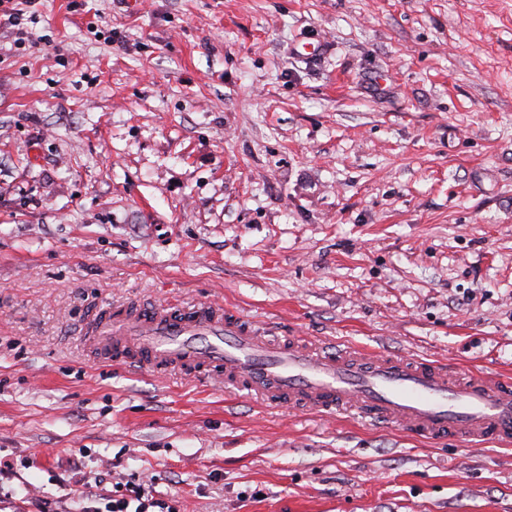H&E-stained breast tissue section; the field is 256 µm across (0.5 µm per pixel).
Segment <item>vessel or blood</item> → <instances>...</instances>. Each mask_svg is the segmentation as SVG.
Listing matches in <instances>:
<instances>
[{
    "label": "vessel or blood",
    "mask_w": 512,
    "mask_h": 512,
    "mask_svg": "<svg viewBox=\"0 0 512 512\" xmlns=\"http://www.w3.org/2000/svg\"><path fill=\"white\" fill-rule=\"evenodd\" d=\"M95 359L164 374L215 377L271 406L350 411L428 439L512 446V381L419 360L279 340L265 321L209 301L179 312L128 307L86 326Z\"/></svg>",
    "instance_id": "1"
}]
</instances>
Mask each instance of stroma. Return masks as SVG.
Here are the masks:
<instances>
[{
    "label": "stroma",
    "mask_w": 512,
    "mask_h": 512,
    "mask_svg": "<svg viewBox=\"0 0 512 512\" xmlns=\"http://www.w3.org/2000/svg\"><path fill=\"white\" fill-rule=\"evenodd\" d=\"M209 300L512 377V0H32L0 27V512L149 479L171 512H512V447L84 340Z\"/></svg>",
    "instance_id": "stroma-1"
}]
</instances>
